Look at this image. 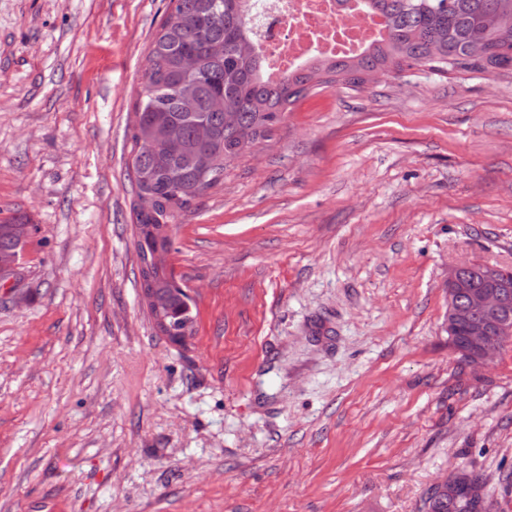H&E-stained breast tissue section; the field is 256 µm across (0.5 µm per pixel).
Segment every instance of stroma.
Returning <instances> with one entry per match:
<instances>
[{
	"mask_svg": "<svg viewBox=\"0 0 512 512\" xmlns=\"http://www.w3.org/2000/svg\"><path fill=\"white\" fill-rule=\"evenodd\" d=\"M168 0H0V512H512V342L448 348L449 266L512 269V73L298 101L181 212L184 345L142 301L133 105ZM13 222H25L27 224H12V232L20 241H24L30 234L29 220L26 217H15L11 220L0 222V282L5 284L17 274L19 268V256L13 252L21 253L25 243L20 244L17 241L10 228ZM463 469H457L451 475L444 477L437 481L432 490L433 494H435V498L441 496H448L445 498V502H442L440 505V510L435 512H459L457 509L451 510L448 508V505L455 502L453 499V488L456 484V481L463 478L466 475V471H462Z\"/></svg>",
	"mask_w": 512,
	"mask_h": 512,
	"instance_id": "1",
	"label": "stroma"
}]
</instances>
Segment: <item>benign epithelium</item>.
<instances>
[{
    "instance_id": "1",
    "label": "benign epithelium",
    "mask_w": 512,
    "mask_h": 512,
    "mask_svg": "<svg viewBox=\"0 0 512 512\" xmlns=\"http://www.w3.org/2000/svg\"><path fill=\"white\" fill-rule=\"evenodd\" d=\"M19 256L0 252V282L17 274ZM512 304V278L497 266L463 263L448 268V347L469 365L485 367L496 358L501 346L512 341V319L505 310ZM465 327L461 341L456 330ZM466 472L458 469L437 481L433 494L448 497L453 503V488ZM486 500V486L477 477L467 481L469 507L481 508Z\"/></svg>"
}]
</instances>
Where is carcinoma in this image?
Masks as SVG:
<instances>
[{
	"mask_svg": "<svg viewBox=\"0 0 512 512\" xmlns=\"http://www.w3.org/2000/svg\"><path fill=\"white\" fill-rule=\"evenodd\" d=\"M358 7L382 17L381 38L357 56L314 58L274 78L254 40L250 0H169L150 47L130 136L140 261L171 246L170 237L159 239L148 227L171 225L224 179L242 144L270 138L283 113L318 88L341 83L362 89L375 70L391 76L414 66L446 75L512 68V0H358ZM490 15L497 19L492 29L484 26ZM186 56L198 61L192 75L183 66ZM185 91L192 97L188 109ZM226 112L237 114L236 124H224ZM201 125L209 129L205 140L197 134ZM169 128L178 130V139H162ZM13 221L28 219L0 222V252L24 248L11 232ZM140 275L141 288L167 302L169 335L195 326V304L173 273L152 264Z\"/></svg>",
	"mask_w": 512,
	"mask_h": 512,
	"instance_id": "cac0c4a2",
	"label": "carcinoma"
}]
</instances>
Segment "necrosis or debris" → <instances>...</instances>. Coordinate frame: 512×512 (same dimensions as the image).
<instances>
[{
    "label": "necrosis or debris",
    "instance_id": "4bbe7bcc",
    "mask_svg": "<svg viewBox=\"0 0 512 512\" xmlns=\"http://www.w3.org/2000/svg\"><path fill=\"white\" fill-rule=\"evenodd\" d=\"M253 18L275 76L315 56L358 54L384 31L382 18L360 14L356 0H254Z\"/></svg>",
    "mask_w": 512,
    "mask_h": 512
}]
</instances>
